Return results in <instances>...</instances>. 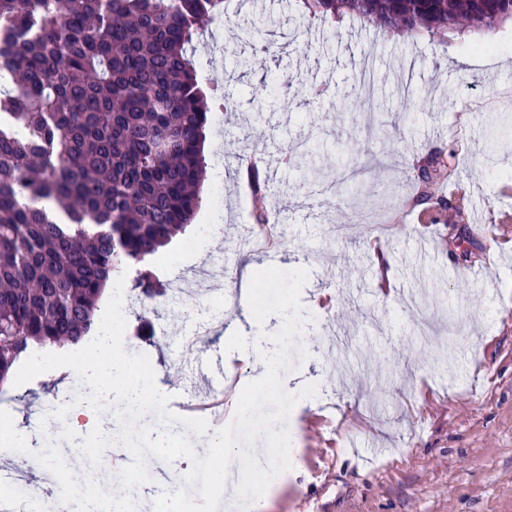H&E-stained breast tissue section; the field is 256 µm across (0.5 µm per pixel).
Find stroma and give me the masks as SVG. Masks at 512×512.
<instances>
[{"label": "stroma", "mask_w": 512, "mask_h": 512, "mask_svg": "<svg viewBox=\"0 0 512 512\" xmlns=\"http://www.w3.org/2000/svg\"><path fill=\"white\" fill-rule=\"evenodd\" d=\"M292 0H246L238 21L259 16L274 20L260 32L287 66L288 83L267 88L261 67L236 68L253 56L252 45L238 42L231 26L208 23L196 45L195 61L203 84L214 86L221 103L209 112L204 144V203L191 226L159 250L151 267L171 282L191 275L207 258L200 251L215 216L211 199L224 187V221L251 215V178L239 154L254 149L268 160L285 148L301 155L324 146L318 173L304 184L289 182L277 202L288 218V243L263 255L243 253L233 237L224 239V282L240 287L259 270L287 271L312 249L308 280L300 292L306 321L299 343L307 358L285 374L283 384L299 394L288 432L299 455L279 486L265 494L260 512H512V229L489 235L467 224H421L392 188L414 181L415 159L439 149L458 154L457 176L471 199H489L493 212L512 209L501 196L512 183V131L495 137L499 113H449L448 105L468 92L493 93L512 83V25L494 36L496 47L477 51L479 34L448 33V48L427 40H383L367 22L345 15L330 27L299 18ZM369 66L377 83L373 101L377 130H392L400 103L412 120L397 149L366 137L358 124L363 101L356 93L359 72ZM265 121L239 127L240 114L254 106ZM364 157L370 171L356 193L341 197L336 186L349 166ZM393 212L387 239L353 214L362 195ZM392 261L391 285L380 283L374 257ZM483 276L468 278L469 268ZM422 292L430 304L435 334L419 346L414 318L401 310L403 292ZM248 302H240L229 327L208 346V354L229 377L224 422L232 424L243 387L262 377L261 356L229 358L234 330L245 325ZM185 308L162 317L126 316L127 352L150 353L158 366L160 391L173 386L181 365L163 328L185 321ZM67 386L75 373L67 367L30 382L0 387V420L12 428L25 421H49L54 441L66 440L70 422L49 419L54 393L42 383ZM309 384L331 391L335 413L300 395ZM153 483L140 492L143 512L163 485L179 486L190 460L172 466L149 458Z\"/></svg>", "instance_id": "1"}]
</instances>
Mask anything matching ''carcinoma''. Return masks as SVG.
<instances>
[{
  "label": "carcinoma",
  "mask_w": 512,
  "mask_h": 512,
  "mask_svg": "<svg viewBox=\"0 0 512 512\" xmlns=\"http://www.w3.org/2000/svg\"><path fill=\"white\" fill-rule=\"evenodd\" d=\"M230 0H0V383L28 354L82 343L121 275L161 294L149 262L202 206L209 106L192 59L201 28ZM301 14L345 13L404 40L446 30L494 34L512 0H297ZM320 162L281 163L299 172ZM412 206L461 224L433 186L454 165L414 164Z\"/></svg>",
  "instance_id": "1"
}]
</instances>
